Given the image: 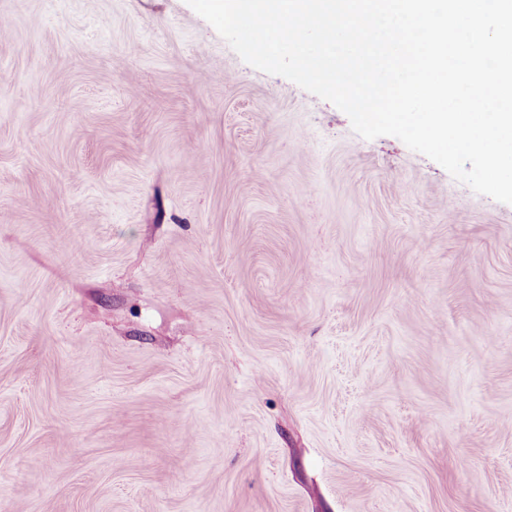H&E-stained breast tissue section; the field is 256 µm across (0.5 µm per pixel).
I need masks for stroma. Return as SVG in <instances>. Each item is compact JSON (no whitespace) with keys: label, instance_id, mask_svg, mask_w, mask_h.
<instances>
[{"label":"stroma","instance_id":"35a3bbf8","mask_svg":"<svg viewBox=\"0 0 512 512\" xmlns=\"http://www.w3.org/2000/svg\"><path fill=\"white\" fill-rule=\"evenodd\" d=\"M0 512H512V205L186 0H0Z\"/></svg>","mask_w":512,"mask_h":512}]
</instances>
